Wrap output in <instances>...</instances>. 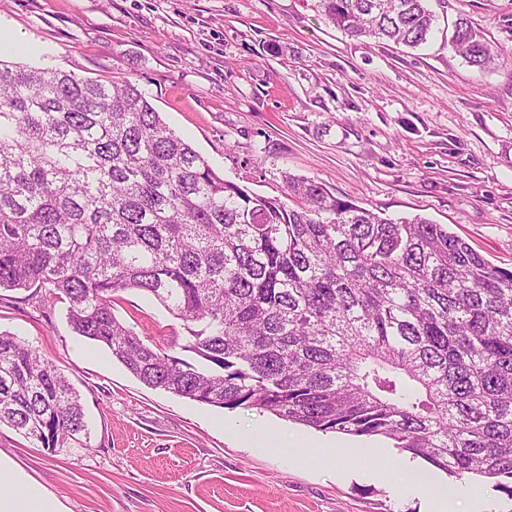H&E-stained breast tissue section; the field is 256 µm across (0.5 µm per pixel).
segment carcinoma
<instances>
[{"label":"carcinoma","mask_w":512,"mask_h":512,"mask_svg":"<svg viewBox=\"0 0 512 512\" xmlns=\"http://www.w3.org/2000/svg\"><path fill=\"white\" fill-rule=\"evenodd\" d=\"M428 0H320L353 37L416 48ZM452 46L491 49L465 18ZM292 208L217 174L132 83L0 59V289H47L144 385L322 432L380 436L512 495V270L448 227L287 177ZM136 290L184 322L176 353L116 317ZM88 447L81 395L0 332V424Z\"/></svg>","instance_id":"carcinoma-1"}]
</instances>
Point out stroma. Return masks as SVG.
<instances>
[{
  "label": "stroma",
  "instance_id": "1",
  "mask_svg": "<svg viewBox=\"0 0 512 512\" xmlns=\"http://www.w3.org/2000/svg\"><path fill=\"white\" fill-rule=\"evenodd\" d=\"M436 27L410 48L337 29L319 0H0L15 40L0 58L136 85L224 179L287 199V177L382 216L420 214L512 270V0H429ZM468 19L498 53L477 70L450 38ZM116 317L149 342H184L161 304L115 294ZM0 330L36 346L81 394L86 448L48 452L0 426V458L64 512H427L429 492L355 465L310 469L270 430L318 438L269 413L207 406L142 384L73 332L64 303L0 290ZM457 512H512L493 481L459 480Z\"/></svg>",
  "mask_w": 512,
  "mask_h": 512
}]
</instances>
